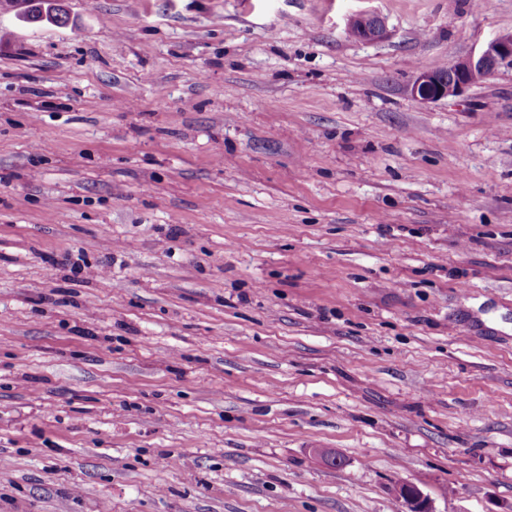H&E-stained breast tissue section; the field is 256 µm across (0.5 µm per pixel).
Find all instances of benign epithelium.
<instances>
[{
    "instance_id": "benign-epithelium-1",
    "label": "benign epithelium",
    "mask_w": 512,
    "mask_h": 512,
    "mask_svg": "<svg viewBox=\"0 0 512 512\" xmlns=\"http://www.w3.org/2000/svg\"><path fill=\"white\" fill-rule=\"evenodd\" d=\"M348 30L364 41H378L386 34L384 20L373 13L352 17ZM512 68V31L497 36L478 52L455 61L443 69L428 68L420 72L410 88L411 97L420 102H436L455 98L470 86L477 84L502 69ZM408 512H430L427 500L414 483L396 487Z\"/></svg>"
}]
</instances>
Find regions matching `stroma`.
Returning <instances> with one entry per match:
<instances>
[{
    "instance_id": "stroma-1",
    "label": "stroma",
    "mask_w": 512,
    "mask_h": 512,
    "mask_svg": "<svg viewBox=\"0 0 512 512\" xmlns=\"http://www.w3.org/2000/svg\"><path fill=\"white\" fill-rule=\"evenodd\" d=\"M65 5L0 13V512H512V70L409 93L512 0ZM348 30L364 41H378L386 34L384 20L373 13L355 15L349 21ZM396 492L405 503L408 512H430L427 500L414 483H404L396 487Z\"/></svg>"
}]
</instances>
